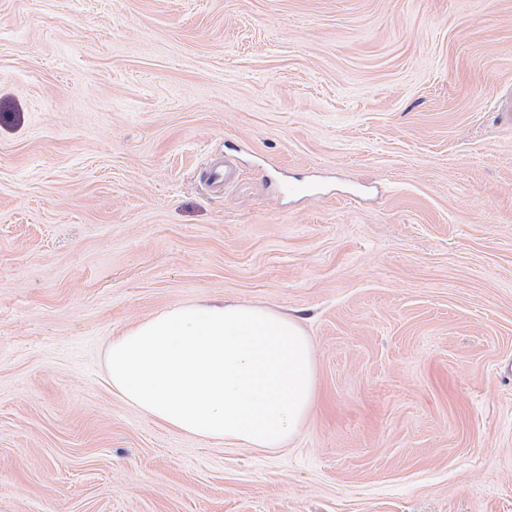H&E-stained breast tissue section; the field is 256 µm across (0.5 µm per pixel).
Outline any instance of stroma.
<instances>
[{"mask_svg": "<svg viewBox=\"0 0 512 512\" xmlns=\"http://www.w3.org/2000/svg\"><path fill=\"white\" fill-rule=\"evenodd\" d=\"M510 86L512 0H0V512H512ZM224 301L313 341L284 447L109 382Z\"/></svg>", "mask_w": 512, "mask_h": 512, "instance_id": "obj_1", "label": "stroma"}]
</instances>
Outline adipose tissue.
Instances as JSON below:
<instances>
[{"label":"adipose tissue","instance_id":"adipose-tissue-1","mask_svg":"<svg viewBox=\"0 0 512 512\" xmlns=\"http://www.w3.org/2000/svg\"><path fill=\"white\" fill-rule=\"evenodd\" d=\"M107 371L131 406L186 435L282 447L316 396L314 346L297 320L258 305L160 312L113 337Z\"/></svg>","mask_w":512,"mask_h":512}]
</instances>
